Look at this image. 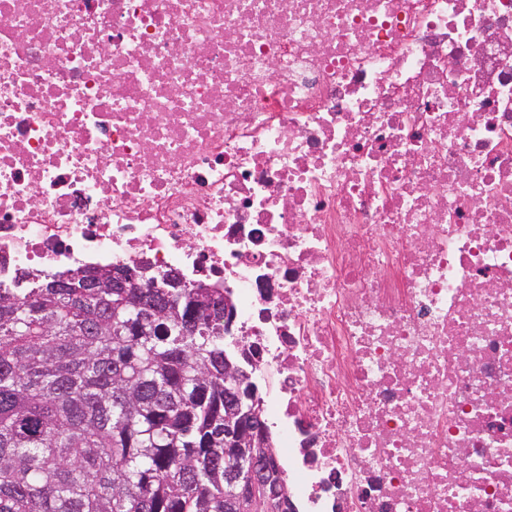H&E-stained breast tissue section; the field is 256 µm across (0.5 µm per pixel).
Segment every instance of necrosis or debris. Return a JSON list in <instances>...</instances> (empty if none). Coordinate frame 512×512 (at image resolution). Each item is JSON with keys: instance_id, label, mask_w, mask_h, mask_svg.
Segmentation results:
<instances>
[{"instance_id": "4bbe7bcc", "label": "necrosis or debris", "mask_w": 512, "mask_h": 512, "mask_svg": "<svg viewBox=\"0 0 512 512\" xmlns=\"http://www.w3.org/2000/svg\"><path fill=\"white\" fill-rule=\"evenodd\" d=\"M137 264L297 512H512V0H0V293Z\"/></svg>"}]
</instances>
